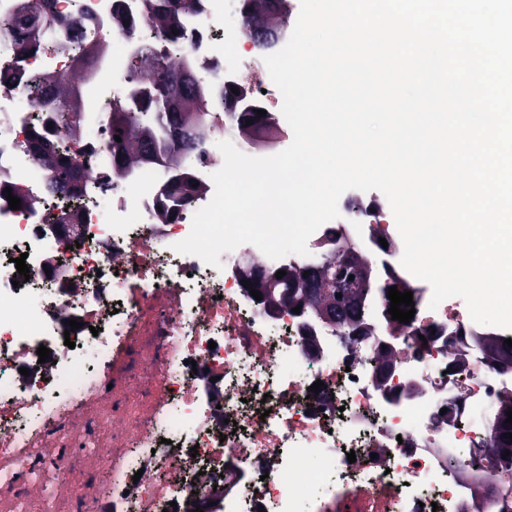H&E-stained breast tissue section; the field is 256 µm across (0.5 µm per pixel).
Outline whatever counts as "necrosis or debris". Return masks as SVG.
<instances>
[{"instance_id": "necrosis-or-debris-1", "label": "necrosis or debris", "mask_w": 512, "mask_h": 512, "mask_svg": "<svg viewBox=\"0 0 512 512\" xmlns=\"http://www.w3.org/2000/svg\"><path fill=\"white\" fill-rule=\"evenodd\" d=\"M145 0H54L51 52L0 60V512H512L489 488L493 408L511 368L478 356L475 329L449 305L414 297V317H388V297L361 305L356 340L335 326L269 316L242 284L276 261L243 244L220 267L181 254L204 197L161 222V168L120 173L106 128L62 126L55 101H33L29 71L65 72L83 34L111 37L83 104L112 102L146 50ZM237 0H203L182 14L172 63L205 75L209 99L263 67L257 50L225 55L219 37L250 42ZM73 144L74 188L49 190L26 133ZM25 257L28 281L14 282ZM69 320L80 321L75 331ZM317 348L308 351L306 329ZM395 341L386 388L376 383ZM51 351L42 363L39 346ZM323 389L312 393L314 382ZM268 416H260V409ZM467 449L470 465L448 462ZM355 461H348V453ZM328 486L315 498L312 489Z\"/></svg>"}]
</instances>
